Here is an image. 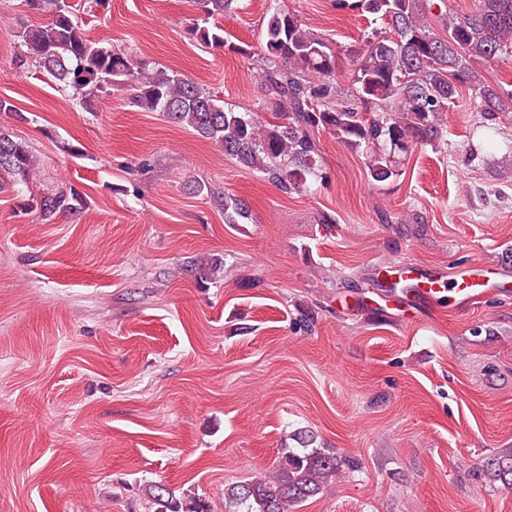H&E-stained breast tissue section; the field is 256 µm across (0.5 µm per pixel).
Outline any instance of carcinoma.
Returning <instances> with one entry per match:
<instances>
[{"instance_id":"1","label":"carcinoma","mask_w":512,"mask_h":512,"mask_svg":"<svg viewBox=\"0 0 512 512\" xmlns=\"http://www.w3.org/2000/svg\"><path fill=\"white\" fill-rule=\"evenodd\" d=\"M49 13L47 21L17 32L23 53L16 67L34 65L62 87L80 94L85 108L118 88L128 103L158 112L168 122L192 129L220 147L243 167L261 173L289 193L309 191L323 180L316 134L325 131L348 147L366 150L371 179L384 182L400 175V166L418 146H435L443 138V116L459 89L475 93L476 110L493 122L512 112V89L481 79L479 68L504 55L512 57V0H476L463 16L448 9V0H336L340 10L379 19L385 30L366 37L355 51L354 88L338 98L334 83L333 43L315 33L298 14L276 4L267 12L263 64L256 70L270 98L265 108L276 121L257 113L224 106V99L199 83L168 72L110 43L88 39L65 0H24ZM239 0H194L198 15L190 32L205 49L246 52L224 38L220 19L238 8ZM39 160L29 145L0 131V187L4 181L29 186ZM195 193H206L224 208V223L253 220L242 197L216 194L196 181ZM41 216L53 221L85 207L75 191H51L37 202ZM190 272L207 282L224 272L221 258H206ZM302 447L285 448L270 474L233 483L224 489V512H293L322 493L354 462L334 448L314 446V436L299 432ZM480 477L512 490V452L485 458ZM147 512H214L204 496L180 497L166 485L145 486Z\"/></svg>"}]
</instances>
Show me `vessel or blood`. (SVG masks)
<instances>
[{
	"label": "vessel or blood",
	"instance_id": "obj_1",
	"mask_svg": "<svg viewBox=\"0 0 512 512\" xmlns=\"http://www.w3.org/2000/svg\"><path fill=\"white\" fill-rule=\"evenodd\" d=\"M377 285L380 299L363 298V305L378 314L397 311L408 319L424 318L426 312L437 309L444 300H451L463 310L487 297H512V283L501 279L496 268L472 267L464 271L455 284H448L441 268L432 266H378Z\"/></svg>",
	"mask_w": 512,
	"mask_h": 512
}]
</instances>
